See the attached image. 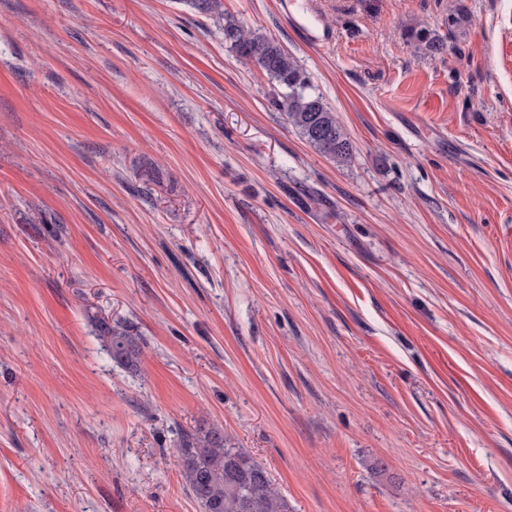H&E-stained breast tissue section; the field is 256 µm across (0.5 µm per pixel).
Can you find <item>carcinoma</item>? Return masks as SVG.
Masks as SVG:
<instances>
[{"instance_id": "obj_1", "label": "carcinoma", "mask_w": 512, "mask_h": 512, "mask_svg": "<svg viewBox=\"0 0 512 512\" xmlns=\"http://www.w3.org/2000/svg\"><path fill=\"white\" fill-rule=\"evenodd\" d=\"M187 3L195 12L224 23V40L237 57L260 69L280 88L276 106L310 146L341 162L351 159L352 143L336 113L291 53L272 37L224 16V0ZM408 38L426 54L445 50L444 43L425 29L411 31ZM97 327L112 360L136 368L142 357L141 338L101 320ZM178 458L187 490L201 512H288V503L269 471L246 449L230 445L221 426L183 432Z\"/></svg>"}]
</instances>
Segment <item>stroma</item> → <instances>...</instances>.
<instances>
[{
    "instance_id": "1",
    "label": "stroma",
    "mask_w": 512,
    "mask_h": 512,
    "mask_svg": "<svg viewBox=\"0 0 512 512\" xmlns=\"http://www.w3.org/2000/svg\"><path fill=\"white\" fill-rule=\"evenodd\" d=\"M224 13L351 162L181 0H0V512H201L212 424L289 512H512V0ZM187 3L195 12L222 21L224 39L237 57L260 69L281 89L276 106L310 146L337 161L351 159L352 143L336 113L291 53L258 29L224 16L223 0H187ZM96 326L111 354L112 360L129 369L137 368L142 357V340L127 329L116 328L98 320Z\"/></svg>"
}]
</instances>
